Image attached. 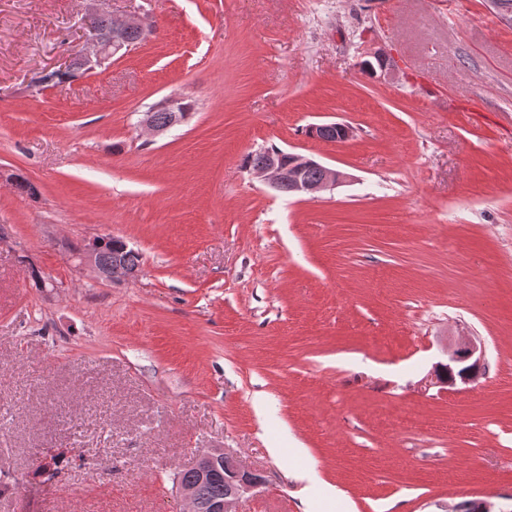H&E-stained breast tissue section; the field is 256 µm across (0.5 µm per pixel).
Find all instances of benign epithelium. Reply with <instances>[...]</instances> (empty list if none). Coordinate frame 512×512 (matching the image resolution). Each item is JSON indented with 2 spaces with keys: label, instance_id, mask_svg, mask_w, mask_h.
Listing matches in <instances>:
<instances>
[{
  "label": "benign epithelium",
  "instance_id": "obj_1",
  "mask_svg": "<svg viewBox=\"0 0 512 512\" xmlns=\"http://www.w3.org/2000/svg\"><path fill=\"white\" fill-rule=\"evenodd\" d=\"M89 6L84 15V24L88 32L87 43L80 48L76 57L81 67L92 72L104 65L115 56H123L128 51L127 32L136 29L142 37L152 33V26L143 19L127 18L111 15V26L108 31L97 29L95 21L102 13L94 7L96 0H88ZM139 129L150 137H158L168 131L166 127L157 126L152 118V112H145L139 122ZM318 168L323 177L318 182H310L303 177L307 168ZM254 178L266 183L270 188L280 192L288 189L294 195L305 196L309 200L318 199V194L324 190L332 189L345 180V175L320 162L299 154L285 153L283 151L264 154L262 161L251 169ZM78 266L90 269L96 278L110 280L108 270L101 266L97 260V240L92 239L86 243L84 251L77 256ZM446 361L434 364V369L419 381V385L428 391L436 388L440 391L453 388L457 385L454 380H444L435 373V368L448 365V375H453L454 367L459 362L470 365V370L462 377V383L475 381L480 375L483 364L484 348L479 339L474 336L463 335L455 338L448 344ZM200 477L209 476L214 472L225 470V478L236 484L232 497L216 500L208 505V512H236L235 505L238 500L251 493L261 483L256 473L245 467L236 459L233 453L221 448H213L199 453L191 465ZM178 494L183 508L181 512H201L199 502L196 500L192 488L177 485Z\"/></svg>",
  "mask_w": 512,
  "mask_h": 512
}]
</instances>
